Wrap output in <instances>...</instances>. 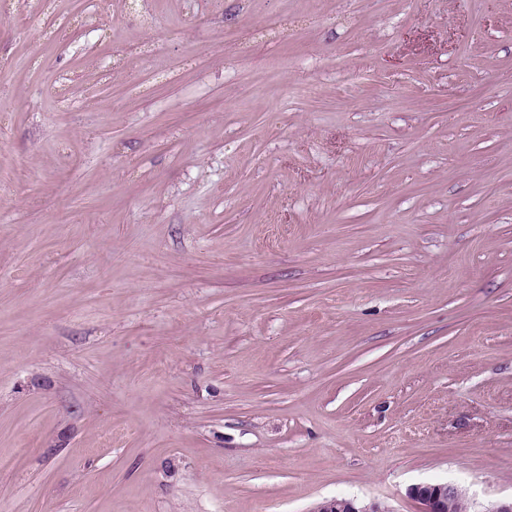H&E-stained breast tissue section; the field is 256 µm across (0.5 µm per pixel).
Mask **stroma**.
<instances>
[{
	"mask_svg": "<svg viewBox=\"0 0 512 512\" xmlns=\"http://www.w3.org/2000/svg\"><path fill=\"white\" fill-rule=\"evenodd\" d=\"M512 497V0L0 5V512ZM409 495L420 505V512H447L448 506L455 501L471 505L465 490L448 483L416 485Z\"/></svg>",
	"mask_w": 512,
	"mask_h": 512,
	"instance_id": "stroma-1",
	"label": "stroma"
}]
</instances>
